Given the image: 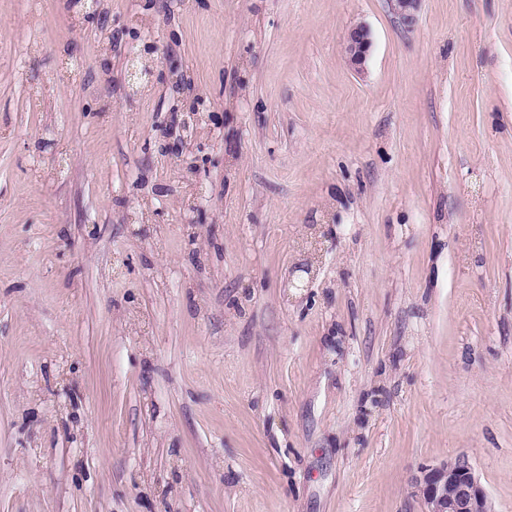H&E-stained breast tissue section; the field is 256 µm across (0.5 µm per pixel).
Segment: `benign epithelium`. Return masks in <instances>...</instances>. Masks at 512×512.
Wrapping results in <instances>:
<instances>
[{"instance_id":"obj_1","label":"benign epithelium","mask_w":512,"mask_h":512,"mask_svg":"<svg viewBox=\"0 0 512 512\" xmlns=\"http://www.w3.org/2000/svg\"><path fill=\"white\" fill-rule=\"evenodd\" d=\"M420 0H388L391 12L406 26L416 21ZM372 46L369 29L351 27L343 41L346 58L360 69ZM413 485L424 504V512H496L492 498L481 485L473 466L464 456L419 468Z\"/></svg>"}]
</instances>
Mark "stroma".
<instances>
[{
	"label": "stroma",
	"mask_w": 512,
	"mask_h": 512,
	"mask_svg": "<svg viewBox=\"0 0 512 512\" xmlns=\"http://www.w3.org/2000/svg\"><path fill=\"white\" fill-rule=\"evenodd\" d=\"M459 455L512 512V0H0V512H423ZM372 46L369 29L362 24L351 27L343 41V49L346 58L351 65L361 69L369 55Z\"/></svg>",
	"instance_id": "obj_1"
}]
</instances>
